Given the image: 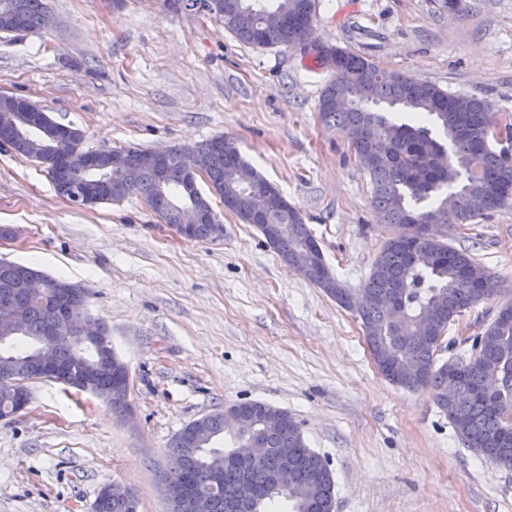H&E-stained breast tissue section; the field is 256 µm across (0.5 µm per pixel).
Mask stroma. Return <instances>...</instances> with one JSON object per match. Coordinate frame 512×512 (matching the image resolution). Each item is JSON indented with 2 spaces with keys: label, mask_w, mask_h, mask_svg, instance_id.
Instances as JSON below:
<instances>
[{
  "label": "stroma",
  "mask_w": 512,
  "mask_h": 512,
  "mask_svg": "<svg viewBox=\"0 0 512 512\" xmlns=\"http://www.w3.org/2000/svg\"><path fill=\"white\" fill-rule=\"evenodd\" d=\"M51 26L0 33V94L78 129L85 150L229 138L300 212L327 265L362 287L394 231L346 133L324 126L329 73L302 48L254 47L171 0H47ZM313 39L456 94L512 124V0H316ZM209 202L223 225L176 236L138 196L83 207L46 168L0 144V259L91 291L130 374V419L107 402L31 384L0 419V512H94L101 488L167 512L158 472L189 422L262 401L287 410L336 481V512H512V470L466 448L430 392L389 383L359 319L290 269L262 234ZM448 242L498 292L449 333H480L512 302V204Z\"/></svg>",
  "instance_id": "obj_1"
}]
</instances>
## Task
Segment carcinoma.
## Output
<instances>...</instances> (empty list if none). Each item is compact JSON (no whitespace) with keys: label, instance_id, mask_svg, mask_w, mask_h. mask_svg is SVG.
Listing matches in <instances>:
<instances>
[{"label":"carcinoma","instance_id":"1","mask_svg":"<svg viewBox=\"0 0 512 512\" xmlns=\"http://www.w3.org/2000/svg\"><path fill=\"white\" fill-rule=\"evenodd\" d=\"M222 12L214 15L224 30L238 40L262 46L295 48L315 16V0H221ZM23 18L22 31L40 26L45 15L43 0H0V32L14 33L12 15ZM346 81L327 83L321 93L318 112L328 127L343 130L355 139V156L373 181V208L383 224L395 231L415 218L433 223L443 196H458L455 214L448 228L470 224L512 203V160L486 146L488 125L497 121L490 102L469 96L467 112H453L449 102L454 94L434 83L419 82L408 75L386 70L374 61L346 48ZM18 112L12 100L0 97V142L16 153L45 165L48 153L40 131L16 126ZM194 152L208 176L213 192L224 203L235 201V215L245 224H254L268 245L293 267L301 261L304 245L312 233L295 209L278 207L267 200L268 180L252 168L236 146L224 140V152L211 149V141L166 149L164 169L142 167L128 182L112 163V151L102 154L105 169L112 173L110 203L129 195L142 197L167 224L188 218L186 209L195 207L198 217L196 239L213 235L219 223L209 202L196 188H186L178 177L183 151ZM36 276L51 293L60 286L69 289L75 309L83 311L89 292L66 280L51 277L22 263H0V306L18 312L13 339L0 342V366L6 364L25 377L33 367L38 344L53 321L44 307L31 305L21 286V276ZM497 281L466 250L439 239H427L404 247L388 239L375 260L363 288L354 292L342 288L336 303L348 309L358 302L366 305L358 313L370 355L397 369L389 381L411 391L431 392L438 408L448 416L468 448L512 470V439L502 440L503 430L512 425V318L492 321L473 337L481 342V353L500 365L499 382L485 394L477 365L448 386L450 360L437 364V346L418 341L420 336L439 339L463 312L493 297ZM394 300L401 311L399 321L391 319L383 305ZM55 353L89 379L88 393L105 400L112 412H131L129 391L120 387L114 373L99 356L87 354L88 365L78 360L74 343L61 342ZM273 406L245 402L241 413L229 408L207 414L185 426L189 434L174 438L179 450L181 474L164 471L161 481L178 486L189 483L204 504L202 512H226L228 505L248 501L247 512H276L279 499L291 503L290 512H335V481L326 461L309 448L300 427L265 433L261 419ZM233 429L237 439L261 434L268 452L261 466L231 452L214 447L224 431ZM223 461L219 485L212 483V464ZM296 463L292 483L277 484L285 465ZM95 512H131L128 503L98 495Z\"/></svg>","mask_w":512,"mask_h":512}]
</instances>
